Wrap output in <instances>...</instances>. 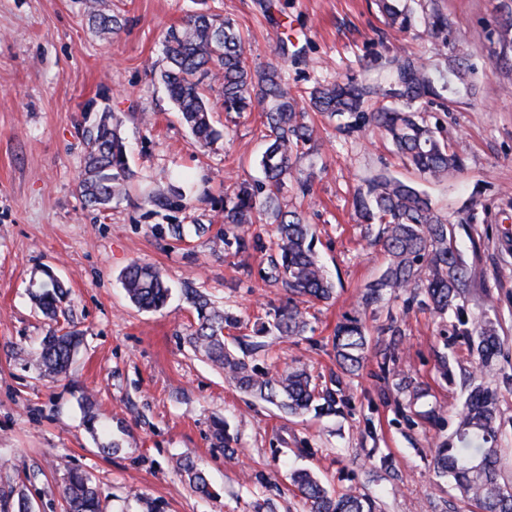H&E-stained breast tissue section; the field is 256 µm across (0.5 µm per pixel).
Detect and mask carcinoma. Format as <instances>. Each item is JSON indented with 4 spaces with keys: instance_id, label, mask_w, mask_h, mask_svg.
Returning <instances> with one entry per match:
<instances>
[{
    "instance_id": "1",
    "label": "carcinoma",
    "mask_w": 512,
    "mask_h": 512,
    "mask_svg": "<svg viewBox=\"0 0 512 512\" xmlns=\"http://www.w3.org/2000/svg\"><path fill=\"white\" fill-rule=\"evenodd\" d=\"M91 20L109 34L121 25L116 15L100 9L101 0H85ZM379 9L388 27L404 31L411 16L400 0H379ZM427 33L446 48L453 30L448 15L437 10L425 20ZM498 58L512 57V18L497 32ZM474 68L464 60L448 57L443 69L430 68L410 57L397 58L384 76L365 83L327 82L309 94V107L328 118L340 121L347 135L370 127L385 133L396 151L419 174L441 179L463 169L464 152L441 140L419 112L420 100L432 97L447 111L461 91L473 88ZM157 78L189 128L195 141L208 147L221 138L211 121V93L222 99L224 111L250 112L262 108L267 129V146L260 159L264 181L241 183L224 195V245L238 253L249 250L252 240L249 225L264 219L272 225L277 253L270 260L263 279L281 283L287 299L266 312V320L255 329L257 336L275 340L302 336L307 331L304 304L329 302L336 295L335 283L328 277L313 250L315 231L296 210H286L280 193L294 178V164L317 140L316 129L288 86L282 67L253 68L248 64L247 47L235 24L209 11L188 17L181 27L171 28L164 40V64ZM398 93L400 105L372 110L366 103L379 95ZM121 122L104 115L88 135L85 166L78 182V193L87 207L104 208L126 193L134 177L129 166L127 146L120 133ZM355 209L367 224L379 225V238L387 254L381 275L362 291L359 310L346 315L336 325L333 347L337 371L328 380L316 383L302 365H273L260 370L247 352L264 347L261 342L236 339L239 351L225 342L224 330L237 328L241 319L234 312L220 309L198 290L186 291L197 317L188 335L191 348L224 371L228 383L241 391L276 406L288 415L310 409L319 414L338 413L348 404L345 379L364 368L369 348L376 349L383 374H393L391 364L398 358L402 321L389 316L380 334L390 337L383 345L372 341L361 311L381 304L389 297L406 296L404 312L413 305L442 317L455 311L460 335L473 337L481 361V375L493 371V360L501 351L497 326L490 320L470 323L465 302L470 294L468 269L454 243L448 218L438 212L415 186L387 175L369 179L358 190ZM35 284L32 297L47 317L57 321L67 316L69 289L50 270ZM129 301L141 310L158 311L165 307L169 287L156 267L130 263L121 274ZM82 343L73 326L52 330L31 359L42 377L67 374ZM397 387L408 394L399 410L404 418L414 402L427 395L420 382L401 379ZM498 412L496 393L485 384L472 387L459 411V422L451 437L434 442L431 467L438 477L450 478L460 497L473 507L472 512H512V480L501 469L500 449L492 445ZM174 470L186 475L198 494L217 498L220 492L201 469L188 458L176 461ZM303 512H376V501L348 491L333 495L311 472L290 475ZM63 499L67 512H102L101 501L89 475L67 469Z\"/></svg>"
}]
</instances>
